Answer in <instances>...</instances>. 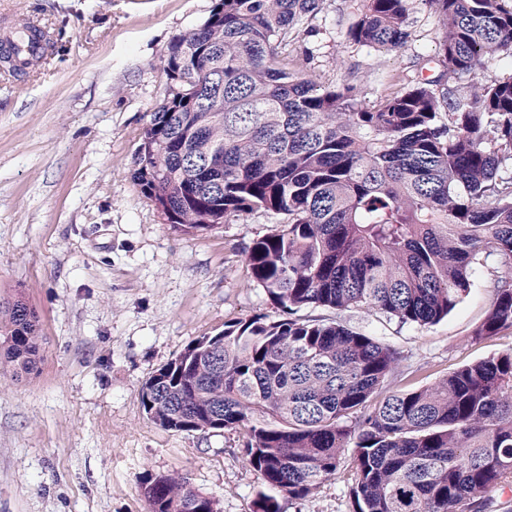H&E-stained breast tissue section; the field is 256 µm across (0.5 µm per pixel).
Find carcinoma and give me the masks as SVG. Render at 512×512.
<instances>
[{"label":"carcinoma","mask_w":512,"mask_h":512,"mask_svg":"<svg viewBox=\"0 0 512 512\" xmlns=\"http://www.w3.org/2000/svg\"><path fill=\"white\" fill-rule=\"evenodd\" d=\"M345 38L385 52L411 38L414 0H355ZM436 16V75L370 102L290 63L297 28L323 0H214L167 46L177 93L149 115L133 160L141 192L190 233L256 212L281 229L245 254L280 310L202 336L142 386L147 417L177 432L239 428L266 486L290 498L334 476L352 450L354 512H474L512 486V351L377 401L398 352L308 308L366 307L434 325L491 260L500 264L477 337L512 331V0H419ZM472 76L466 86L456 83ZM20 294L0 302L12 375L39 360L40 326ZM221 410L222 424L210 414ZM151 512H219L184 476L146 474ZM255 512H281L258 494Z\"/></svg>","instance_id":"cac0c4a2"}]
</instances>
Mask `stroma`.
Returning a JSON list of instances; mask_svg holds the SVG:
<instances>
[{"mask_svg": "<svg viewBox=\"0 0 512 512\" xmlns=\"http://www.w3.org/2000/svg\"><path fill=\"white\" fill-rule=\"evenodd\" d=\"M214 0H0L44 27L51 53L23 76L0 70V300L23 291L39 317L40 363L0 374V512H149L145 473H175L220 512H254L265 486L243 432L164 429L145 414L144 382L202 336L279 309L247 274L245 252L274 231L253 213L186 234L135 184L132 159L148 115L168 95L162 57ZM353 0H324L289 49L318 84L361 83L367 100L426 78L440 28L423 6L412 38L385 53L348 42ZM495 264L441 322L400 324L364 308L311 309L400 354L401 385L429 386L512 350V332L475 339L493 298ZM353 470L281 512H353Z\"/></svg>", "mask_w": 512, "mask_h": 512, "instance_id": "1", "label": "stroma"}]
</instances>
